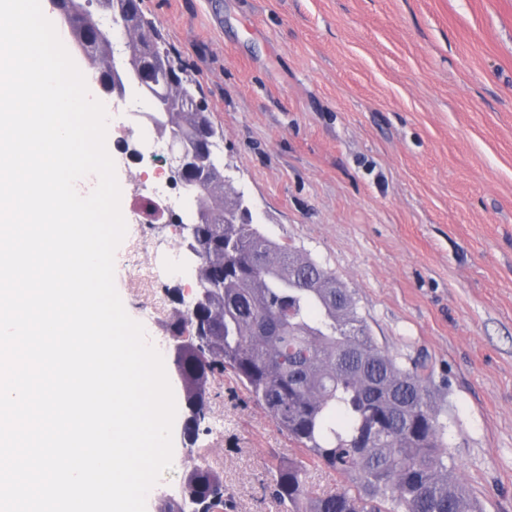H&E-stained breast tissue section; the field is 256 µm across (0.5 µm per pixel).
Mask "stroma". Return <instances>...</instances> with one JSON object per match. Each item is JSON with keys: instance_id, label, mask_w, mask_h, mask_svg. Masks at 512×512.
<instances>
[{"instance_id": "stroma-1", "label": "stroma", "mask_w": 512, "mask_h": 512, "mask_svg": "<svg viewBox=\"0 0 512 512\" xmlns=\"http://www.w3.org/2000/svg\"><path fill=\"white\" fill-rule=\"evenodd\" d=\"M209 112L217 152L254 224L349 288L376 342L426 357L457 475L484 512H512V0H140ZM124 123L106 142L130 217ZM143 224L115 253L129 316L162 356L187 278L135 275L181 244ZM221 431L185 439L146 499L207 459L227 512L262 498L297 446L231 376L212 381Z\"/></svg>"}]
</instances>
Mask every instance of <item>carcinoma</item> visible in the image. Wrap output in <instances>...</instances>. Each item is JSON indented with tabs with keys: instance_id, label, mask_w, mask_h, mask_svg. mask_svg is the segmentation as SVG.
<instances>
[{
	"instance_id": "cac0c4a2",
	"label": "carcinoma",
	"mask_w": 512,
	"mask_h": 512,
	"mask_svg": "<svg viewBox=\"0 0 512 512\" xmlns=\"http://www.w3.org/2000/svg\"><path fill=\"white\" fill-rule=\"evenodd\" d=\"M131 9L141 13L140 3L103 0L69 30L73 46L89 44L85 63L95 78L115 47L112 16ZM124 53L167 97L170 112L155 130L189 160L185 192L203 215L184 242L197 253L196 287L207 299L167 324L177 346L173 375L192 420L209 410L212 379L231 373L299 448V457L273 467L268 484L286 512H480L448 455L426 363H398L333 272L245 216L244 199L225 188L224 165L198 153L199 131L217 136L209 113L197 109L181 68L155 64L168 54L158 28L142 22ZM311 463L344 484L312 493ZM183 486L201 512L229 502L205 460Z\"/></svg>"
}]
</instances>
